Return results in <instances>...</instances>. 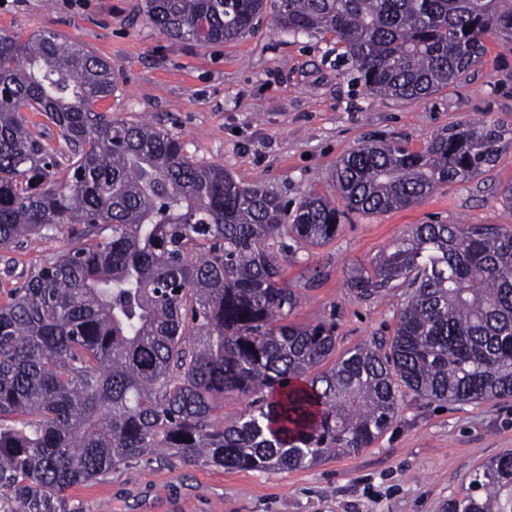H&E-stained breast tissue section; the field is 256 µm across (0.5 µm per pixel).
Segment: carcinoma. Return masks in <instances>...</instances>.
<instances>
[{
    "label": "carcinoma",
    "mask_w": 512,
    "mask_h": 512,
    "mask_svg": "<svg viewBox=\"0 0 512 512\" xmlns=\"http://www.w3.org/2000/svg\"><path fill=\"white\" fill-rule=\"evenodd\" d=\"M175 41L227 43L268 17L283 34H330L374 96L415 101L512 34V0H139ZM111 64L59 34L0 35V249L67 225L0 305V512H77L66 492L133 459L293 470L357 454L400 397L458 404L512 396V230L417 224L350 287L403 290L393 336L336 349L330 323H286L299 297L269 251L321 246L348 212L411 207L492 167L512 130L460 122L419 151L365 142L336 163V198L294 210L173 135L112 120ZM57 127L58 161L23 110ZM254 409L224 423V394ZM442 512H512V451L480 465Z\"/></svg>",
    "instance_id": "carcinoma-1"
}]
</instances>
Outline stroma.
<instances>
[{
    "instance_id": "1",
    "label": "stroma",
    "mask_w": 512,
    "mask_h": 512,
    "mask_svg": "<svg viewBox=\"0 0 512 512\" xmlns=\"http://www.w3.org/2000/svg\"><path fill=\"white\" fill-rule=\"evenodd\" d=\"M137 0H0V33L45 30L110 62L114 94L98 102L114 119L147 121L178 137L189 155L220 164L246 185L296 205L309 192L332 198L337 161L368 139L423 149L443 128L493 120L512 129V36L487 35V53L457 84L416 102L369 95L341 49L319 35L260 25L241 40L173 42ZM512 181V146L494 167L419 204L380 215L352 212L335 239L277 252L299 302L290 322L334 324L336 352L391 336L399 291L369 298L350 281L416 224L512 226L499 196ZM67 246L21 240L0 251V305L48 256ZM512 450V397L460 405L411 394L391 427L356 455L297 470H225L135 460L104 480L74 487L78 512H440L483 461Z\"/></svg>"
}]
</instances>
